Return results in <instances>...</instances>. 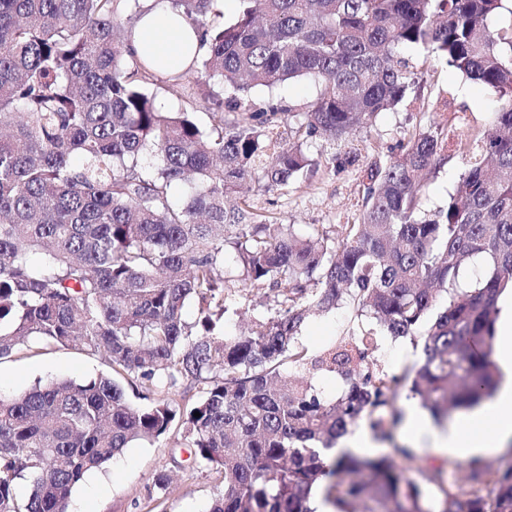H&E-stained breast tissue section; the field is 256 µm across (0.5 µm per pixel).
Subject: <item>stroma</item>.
<instances>
[{
  "label": "stroma",
  "instance_id": "1",
  "mask_svg": "<svg viewBox=\"0 0 512 512\" xmlns=\"http://www.w3.org/2000/svg\"><path fill=\"white\" fill-rule=\"evenodd\" d=\"M410 54L423 80L421 95L357 129L353 143L362 150L358 163L340 173L320 169L311 181L276 195L274 202L257 197L256 206L270 208L279 221L294 225L300 234L312 224L352 223L361 200L363 171L374 156L399 155L410 134L432 120L446 124L454 141L490 122L497 106L492 89L461 76L445 62L426 58L419 49H411ZM353 324V314L345 306L325 315L314 313L299 339L316 351ZM108 371L104 358L79 344L21 353L0 359V392L20 393L41 379L82 381ZM163 472L172 478L163 512H205L222 486L219 474L190 457L172 435L156 443L135 442L102 468L87 473L73 489L67 512H147L153 479Z\"/></svg>",
  "mask_w": 512,
  "mask_h": 512
}]
</instances>
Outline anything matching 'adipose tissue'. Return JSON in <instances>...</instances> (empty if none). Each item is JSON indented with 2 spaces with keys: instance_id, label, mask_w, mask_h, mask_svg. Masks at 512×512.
I'll return each instance as SVG.
<instances>
[{
  "instance_id": "obj_1",
  "label": "adipose tissue",
  "mask_w": 512,
  "mask_h": 512,
  "mask_svg": "<svg viewBox=\"0 0 512 512\" xmlns=\"http://www.w3.org/2000/svg\"><path fill=\"white\" fill-rule=\"evenodd\" d=\"M138 56L155 60L161 72L178 74L190 64L198 46L194 31L173 13L166 0H157L137 23L131 37ZM495 325V360L501 381L493 397L460 413L447 428L435 427L417 409H408L405 439L415 448L467 460L493 456L512 444V296H502Z\"/></svg>"
}]
</instances>
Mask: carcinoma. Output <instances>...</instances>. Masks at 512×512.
<instances>
[{
  "label": "carcinoma",
  "instance_id": "obj_1",
  "mask_svg": "<svg viewBox=\"0 0 512 512\" xmlns=\"http://www.w3.org/2000/svg\"><path fill=\"white\" fill-rule=\"evenodd\" d=\"M131 2L140 8L0 0V359L79 342L112 370L0 394V512H66L86 472L172 431L223 475L208 512H316V489L337 512H512V449L495 466L469 465L464 483L403 446L399 463L325 456L359 423L391 441L404 386L437 424L497 388V299L512 289V29L489 19L509 0H237L217 26V0H169L198 33L200 79L235 91L204 98L208 127L184 74L167 86L178 112L146 92L154 67L123 28ZM409 47L498 96L490 124L458 143L448 203L421 207L427 175L448 162V126L432 122L366 170L351 224H313L301 238L255 207L322 166L356 163L353 151L314 156L307 142L339 144L403 102L417 79ZM302 79L319 92L300 113L248 96ZM182 183L191 191L175 203ZM479 260L483 277L461 287ZM237 283L276 316L215 336ZM191 299L201 334L183 316ZM341 304L371 327L316 353L298 343L310 311ZM380 336L421 343L422 364L388 372ZM319 374L343 382L336 399L309 382ZM185 383L197 397L134 406L126 396Z\"/></svg>",
  "mask_w": 512,
  "mask_h": 512
}]
</instances>
